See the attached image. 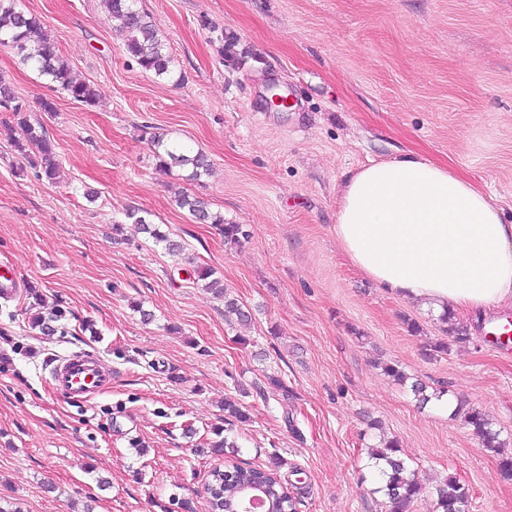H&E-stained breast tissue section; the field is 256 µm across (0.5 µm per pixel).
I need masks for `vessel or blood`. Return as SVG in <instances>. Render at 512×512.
Listing matches in <instances>:
<instances>
[{
  "label": "vessel or blood",
  "mask_w": 512,
  "mask_h": 512,
  "mask_svg": "<svg viewBox=\"0 0 512 512\" xmlns=\"http://www.w3.org/2000/svg\"><path fill=\"white\" fill-rule=\"evenodd\" d=\"M51 378L66 397L90 400L112 383V367L93 351L73 352L50 363Z\"/></svg>",
  "instance_id": "1"
}]
</instances>
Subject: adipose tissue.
I'll list each match as a JSON object with an SVG mask.
<instances>
[{"mask_svg":"<svg viewBox=\"0 0 512 512\" xmlns=\"http://www.w3.org/2000/svg\"><path fill=\"white\" fill-rule=\"evenodd\" d=\"M336 239L380 287L438 308L512 304V224L450 169L373 162L343 186Z\"/></svg>","mask_w":512,"mask_h":512,"instance_id":"1","label":"adipose tissue"}]
</instances>
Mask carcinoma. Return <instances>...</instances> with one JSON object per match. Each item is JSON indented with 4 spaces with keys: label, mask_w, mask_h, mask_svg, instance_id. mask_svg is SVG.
Instances as JSON below:
<instances>
[{
    "label": "carcinoma",
    "mask_w": 512,
    "mask_h": 512,
    "mask_svg": "<svg viewBox=\"0 0 512 512\" xmlns=\"http://www.w3.org/2000/svg\"><path fill=\"white\" fill-rule=\"evenodd\" d=\"M103 3L112 25L126 36L127 54L141 68L153 72L155 76H170L172 57L151 16L138 10L135 0H103ZM0 45L14 50L22 64L35 69L41 77L74 100L87 104L96 101L97 88L76 75L69 61L55 50L41 20L21 8L19 0H0ZM0 112L12 113L22 129L23 140L16 142L15 147L21 152L35 149L29 165L36 170V177L49 182L56 180L60 163L53 142L41 123L33 124L27 119L18 96L2 80ZM150 142L157 150L161 168L168 171L174 168L188 169L190 180H198L209 173L211 164L203 153L190 156L166 142L164 135L156 132L151 133ZM176 202L197 222L215 225L224 234V242L238 245L247 238L239 225L224 223V216L212 212L205 200L180 194ZM136 224L141 232L149 234L156 243L165 244V250L170 255L182 254L183 246L171 240L145 217H136ZM194 274L196 281L224 298L226 318L243 326L250 323L249 312L227 293L224 281L217 277L214 268L200 265L195 267ZM465 422L472 427L483 447L497 455L500 477L505 481L512 480V453L503 451L499 431L492 428V423L482 411L474 408L465 413ZM199 452L224 457V469H213L205 487L211 512H231L241 489L259 480L264 481L268 487L273 512L294 508L297 500L296 486L280 475L277 462L272 461L265 467H252L240 462L238 456L241 448L227 436L209 448L199 449ZM370 458L375 469V492L382 494L388 512H410L414 502L422 496L423 487L415 470L402 456L398 441H385L382 446L372 449ZM433 497L435 512H465L469 494L461 480L450 475L435 487Z\"/></svg>",
    "instance_id": "obj_1"
}]
</instances>
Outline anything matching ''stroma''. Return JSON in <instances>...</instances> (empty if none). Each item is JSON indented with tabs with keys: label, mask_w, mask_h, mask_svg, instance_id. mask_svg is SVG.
Masks as SVG:
<instances>
[{
	"label": "stroma",
	"mask_w": 512,
	"mask_h": 512,
	"mask_svg": "<svg viewBox=\"0 0 512 512\" xmlns=\"http://www.w3.org/2000/svg\"><path fill=\"white\" fill-rule=\"evenodd\" d=\"M22 4L99 96L75 101L0 46V79L61 165L56 182L37 178L0 112V264L23 283L0 299V507L181 512L176 495L208 512L216 461L200 450L231 400L250 411L233 427L242 461L278 456L301 485L298 512H387L366 466L382 438L426 489L412 512H433L451 474L470 489L467 512H512V481L463 417L419 406L382 370L397 364L479 408L510 453L512 345L485 339L484 311L458 307L470 341L429 351L439 313L380 288L335 234L348 173L410 153L491 195L512 224V0H138L172 56L169 78L129 58L102 0ZM219 29L237 35L232 52ZM274 89L288 109L270 108ZM146 125L204 152L209 174L161 170ZM181 191L248 239L230 245L193 222ZM133 210L183 255L141 233ZM116 224L126 242H113ZM197 265L217 269L248 329L195 283ZM39 300L62 312L52 332L28 323ZM80 349L112 365L111 389L86 403L59 398L45 371Z\"/></svg>",
	"instance_id": "1"
}]
</instances>
